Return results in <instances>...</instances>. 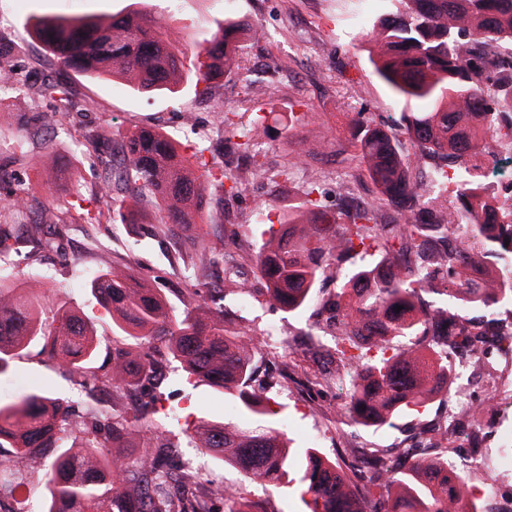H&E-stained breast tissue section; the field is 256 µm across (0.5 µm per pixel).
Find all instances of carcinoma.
I'll use <instances>...</instances> for the list:
<instances>
[{"label": "carcinoma", "instance_id": "obj_1", "mask_svg": "<svg viewBox=\"0 0 512 512\" xmlns=\"http://www.w3.org/2000/svg\"><path fill=\"white\" fill-rule=\"evenodd\" d=\"M33 34L62 72L130 76L141 92H170L185 79L179 38L161 36L129 15L108 22L42 16ZM259 35L241 21H224V29L199 47L190 74L200 95L216 102L215 134L227 154H237V165L217 154L208 160L202 150L192 162L179 145L146 128L131 131L117 148L92 130L84 135V151L110 167L92 200L107 211L71 203L33 212L25 203L28 192L9 188L0 200V243L27 224H93L104 216L133 224V206L150 200L161 203L162 224H201L206 196L234 195L246 183L270 179L255 150L264 127H241L237 112L224 107V78L244 71L239 43ZM361 41L377 47L371 56L377 74L416 111L402 113L394 137L356 113L354 136L377 194L364 206L348 203L354 175L342 185L336 209L319 212L315 223L289 215L255 254L260 287L250 293L295 312L319 281H336L316 324L330 340L317 342L325 365L303 373L301 383L312 395L338 390L339 435L425 406L447 386L448 368L464 348L472 351L474 366L512 361V313L501 318L498 311L501 302H512V183L500 195L483 173L495 156L486 137L512 131V0H384L383 13ZM1 80L29 85V76L14 68L12 47L0 42ZM37 94L53 107H34L40 128L53 127L59 114L93 106L77 102L53 78H43ZM383 209L398 220H380ZM366 254L378 261L342 275ZM90 290L101 299L110 296L105 308L112 325L135 339L112 354L110 374L92 370L97 344L91 318L65 311L46 330L34 299L0 280V367L38 339L43 353L60 361L86 394L133 385L141 393L129 411L81 420L40 392L0 401V472L10 471L16 458L38 465L48 488L39 512H222L224 505L228 512H251L244 486L224 490L209 480L208 499L195 497L201 476L180 463L171 443L147 448L134 460L117 452L132 424L158 401L152 375L172 360L188 378L223 392L244 417L240 424L201 420L186 436L200 438L205 453L251 482L287 486L296 468L308 512H478L465 491L472 473L448 471V447L436 435L486 436L483 413L490 401L465 421L434 416L415 432L424 437L422 448L349 443L331 459L317 448L290 447L269 396L289 376L260 373L262 341L249 344L225 326L226 294L201 292V303L176 311L156 289L116 271L92 279ZM397 338L408 345L392 348ZM48 448L57 449L49 463Z\"/></svg>", "mask_w": 512, "mask_h": 512}]
</instances>
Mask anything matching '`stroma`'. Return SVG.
<instances>
[{
  "label": "stroma",
  "instance_id": "obj_1",
  "mask_svg": "<svg viewBox=\"0 0 512 512\" xmlns=\"http://www.w3.org/2000/svg\"><path fill=\"white\" fill-rule=\"evenodd\" d=\"M137 14L153 26L172 27L183 44L185 65H192L198 45L224 25L227 16L245 19L261 29L260 39H246L239 52L249 69L247 80L224 84V102L234 107L239 123L247 125L263 116L266 132L258 141L260 159L271 172L297 157L309 156L308 164L295 169L292 179L274 190L272 183L243 186L239 195L209 196L205 213H226L221 224H170L159 227L157 207L147 209L141 224H73L57 227V248L47 249L40 236L19 231L0 253L1 268H15L26 275H40L46 288L37 298L45 317L67 307L93 318L99 344L96 365H111L114 347H125L129 336L113 327L105 309L91 293L92 276L110 269L134 272L149 286L160 289L174 309H181L192 288L225 287L233 273L253 278L251 254L265 240L264 227L254 213L258 205L272 200L269 217L283 223L291 208L304 205L310 182H320V205L335 209L337 191L353 173L362 172L360 148L353 137L351 119L366 113L386 132L405 109L390 88L375 74L366 47L342 20L337 0H0V42L15 51L20 70L34 78L56 76L53 58L30 29L35 16L68 17ZM73 92L91 99L92 110L66 115L49 133L26 127L33 102L29 90L0 95V162L11 155L17 141H24V160L7 168V181L27 188L32 203L59 205L89 195L103 174L102 166L88 158L81 146L88 130L106 132L121 142L138 126H150L180 144L187 152L209 147L215 134L214 109L195 92L193 84L179 93L141 94L132 80L107 75L86 78L68 74ZM203 237L210 248L206 269L185 270L181 259L190 255V236ZM332 283L318 285L306 308L288 312L249 300L240 306L224 302L225 322L231 328L260 334L277 325L285 338L277 353H264V360L285 356L299 368L316 367L313 348H293L297 338L314 329L319 302L332 290ZM163 400L152 422L161 424L165 441H186L187 423L200 419L238 422L236 408L221 393L198 383H188L178 364H169L160 382ZM30 391H41L65 401L74 419L93 409L112 408L110 394L89 400L73 385L58 361L41 355L38 344L9 358L0 368V399L14 400ZM281 427L296 445L336 453V402L333 395L308 397L296 385L275 389ZM418 420L403 412L389 423L363 427L353 434L355 443L368 448H395L402 444ZM203 478L217 479L224 486H246L257 512H303L293 490H270L246 483L238 469L210 457Z\"/></svg>",
  "mask_w": 512,
  "mask_h": 512
}]
</instances>
